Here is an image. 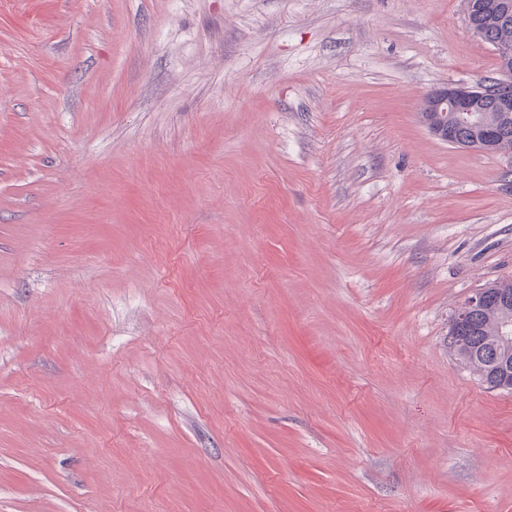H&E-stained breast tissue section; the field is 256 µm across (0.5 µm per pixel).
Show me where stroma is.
<instances>
[{
    "label": "stroma",
    "mask_w": 512,
    "mask_h": 512,
    "mask_svg": "<svg viewBox=\"0 0 512 512\" xmlns=\"http://www.w3.org/2000/svg\"><path fill=\"white\" fill-rule=\"evenodd\" d=\"M464 0H0V512H512V162L433 137ZM488 296L478 309L465 311V326L461 331V318L454 316V323L449 332L448 342L457 359L483 382L488 373V364L497 346V336L503 352L498 354L490 364L491 378L489 383L493 388L512 390V281L503 280L491 283L484 288ZM484 290L473 294L466 304L476 306L484 300ZM510 295L511 300L504 302V296ZM511 319V320H506ZM506 320V321H504ZM504 321V322H503ZM503 322V323H502ZM502 323V324H501ZM501 325V326H500ZM483 351V356L480 352Z\"/></svg>",
    "instance_id": "obj_1"
}]
</instances>
